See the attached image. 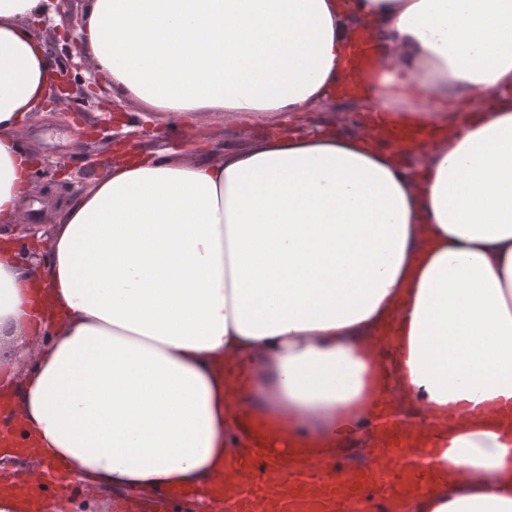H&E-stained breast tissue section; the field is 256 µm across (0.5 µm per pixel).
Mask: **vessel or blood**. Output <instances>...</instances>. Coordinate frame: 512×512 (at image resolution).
Returning <instances> with one entry per match:
<instances>
[{
	"instance_id": "b4317fda",
	"label": "vessel or blood",
	"mask_w": 512,
	"mask_h": 512,
	"mask_svg": "<svg viewBox=\"0 0 512 512\" xmlns=\"http://www.w3.org/2000/svg\"><path fill=\"white\" fill-rule=\"evenodd\" d=\"M402 420L373 432L372 448L357 465L295 458L269 446L265 433L243 420L249 447L233 464L235 477L210 495L226 512H403L409 496L432 479L433 454Z\"/></svg>"
}]
</instances>
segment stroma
Wrapping results in <instances>:
<instances>
[{"mask_svg": "<svg viewBox=\"0 0 512 512\" xmlns=\"http://www.w3.org/2000/svg\"><path fill=\"white\" fill-rule=\"evenodd\" d=\"M85 0H48L43 26L37 27L56 67L71 66V44L61 32L79 28ZM76 87L66 100L36 114L25 135V145L34 156L28 188L29 208L14 220L15 225L50 227L54 206L74 200L85 188L106 177L112 159L105 142L110 138L132 136L137 149L167 151L185 149L180 129L160 128L145 122L140 108L132 102L118 111L104 109L112 90L97 80L90 68L73 69Z\"/></svg>", "mask_w": 512, "mask_h": 512, "instance_id": "obj_1", "label": "stroma"}]
</instances>
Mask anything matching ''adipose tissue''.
<instances>
[{
    "mask_svg": "<svg viewBox=\"0 0 512 512\" xmlns=\"http://www.w3.org/2000/svg\"><path fill=\"white\" fill-rule=\"evenodd\" d=\"M45 3L0 0V220L56 80L27 26ZM77 41L117 101L185 136L210 117L266 133L127 152L39 265L0 233L23 457L108 508L224 478L237 413L321 460L395 402L437 425L440 477L406 512H512V0H86ZM344 98L356 130L296 132Z\"/></svg>",
    "mask_w": 512,
    "mask_h": 512,
    "instance_id": "obj_1",
    "label": "adipose tissue"
}]
</instances>
